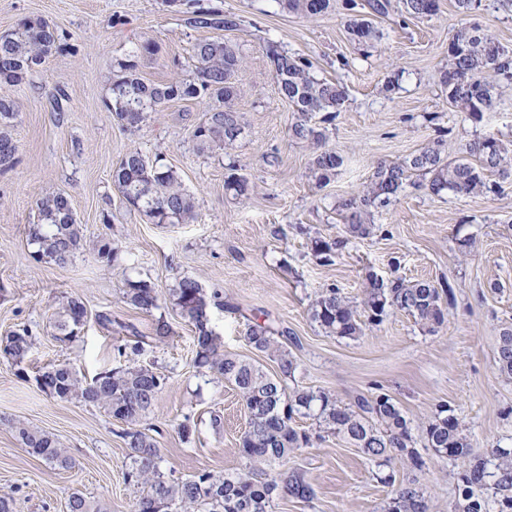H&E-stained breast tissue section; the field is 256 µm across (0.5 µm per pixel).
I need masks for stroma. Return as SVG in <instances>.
<instances>
[{"label": "stroma", "mask_w": 512, "mask_h": 512, "mask_svg": "<svg viewBox=\"0 0 512 512\" xmlns=\"http://www.w3.org/2000/svg\"><path fill=\"white\" fill-rule=\"evenodd\" d=\"M438 5L436 15L420 19L402 18L392 7L373 19L381 39L362 43L346 28L344 0H331L315 17L288 10L283 0H0V35L21 20H42L64 45L12 88L17 159L0 170V340L22 329L33 340L23 364L0 358V495L13 496L19 512H67L75 492L107 512H133L140 490L124 479V423L82 400L49 396L35 376L66 361L92 378L124 365L118 346L137 340L140 364L167 378L139 424L157 443L164 475L181 480L243 468L244 402L234 386L196 367L194 328L168 295L186 274L222 295L225 305L212 310L211 323L225 354L276 373V360L252 349L247 332L259 320L287 331L285 346L297 365L287 388L322 389L344 404L384 392L415 423L445 405L461 421L471 455L488 459L495 448H512V379L496 364L501 331L512 324V177L489 174L496 191L465 196L407 189L374 212V234L351 240L333 264H320L311 250L313 239L343 236L338 204L362 190L378 162L402 161L439 137L452 157L485 135L512 149L511 83L498 84L497 107L476 123L450 104L440 82L448 42L462 24L480 26L512 49V5L482 0L465 18L455 0ZM208 7L236 14L237 29L189 25ZM205 40L231 42L243 58L233 77L243 126L237 139L198 148L191 131L210 110L209 98L171 101L136 133L123 130L108 108L120 63L134 60L149 83L189 80L188 48ZM145 42L156 52L130 57L133 44ZM271 44L307 59L316 78L347 91L326 127L328 146L344 158L328 184L311 174L315 145L289 135L293 109L278 92L266 56ZM392 78L398 88L385 91ZM132 149L149 159L164 154L195 198L194 219L154 224L126 204L112 172ZM231 164L254 186L247 200L224 191ZM57 193L70 197L87 243L63 267L38 257L29 235L41 221L40 202ZM97 241L112 243L114 262L92 250ZM393 258L406 278L450 285L440 326L393 311L363 335L342 338L312 321L310 305L322 288L336 286L360 301L367 275L390 277ZM130 280L155 286L157 313L124 302ZM70 298L83 303L87 319L63 342L58 323ZM159 318L172 329L161 340L152 333ZM187 416L197 430L186 441L177 425ZM19 422L52 433L70 467L29 454L14 429ZM416 448L424 468L413 473L393 461L396 480L414 478L428 512H458L465 459L442 456L421 440ZM287 468L312 495L274 501L271 512H379L392 491L376 464L332 434L298 451Z\"/></svg>", "instance_id": "1"}]
</instances>
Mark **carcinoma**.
<instances>
[{
    "mask_svg": "<svg viewBox=\"0 0 512 512\" xmlns=\"http://www.w3.org/2000/svg\"><path fill=\"white\" fill-rule=\"evenodd\" d=\"M288 8L308 16L323 13L330 0H285ZM403 11L414 18L436 14L437 0H402ZM366 17L347 21L349 33L360 42L379 37L368 17L388 12L389 0H363ZM190 24L195 27L232 30L237 27L234 15L210 8L196 12ZM60 48L57 31L44 21L24 20L18 31L0 36V85L15 87L23 83L35 67ZM277 79L278 92L294 108L295 121L290 126L292 137L311 140L319 146L311 162L318 182L327 184L343 165L335 149L326 146L323 124L332 123L346 101L345 88L320 80L310 72L304 58L267 49ZM194 78L166 84L147 83L128 60L120 63V74L112 82V102L108 108L113 119L123 128L137 129L150 112L175 98L209 97L218 105L205 114L191 132L203 147L235 140L241 133L240 117L230 101L235 94L231 76L241 66L235 46L219 40L192 45ZM512 80V50L502 46L477 27H462L448 46V69L442 83L448 88V100L474 121L495 104L493 80ZM15 102L9 93L0 91V169L15 164L17 145L11 135L15 118ZM477 162L448 159L443 140L438 139L401 163H377L362 194L341 200L346 236L333 240L312 241L314 255L324 264L334 262L351 238L371 234L373 225L363 219L372 208L388 206L409 187H423L434 195L450 191L468 195L489 189L487 174L502 177L512 174V156L508 148L494 137H479L467 148ZM127 204L141 212L154 224L182 223L194 217L195 199L181 185L173 168L163 157L147 160L140 151L130 150L117 162L112 174ZM224 190L235 199L246 198L251 191L249 179L235 167L228 168ZM42 223L31 229L33 241L39 245V256L59 266L69 263L80 248V224L73 214L69 198L56 194L40 203ZM392 276L383 279L368 276L362 307L352 305L340 289L328 286L319 292L312 307L313 320L328 334L353 337L363 326L378 325L391 311H403L427 325L443 322L442 295L447 286L429 280H411L398 275V263L391 262ZM174 304L196 331V364L233 385L242 397L248 421L240 436L238 451L245 468L236 475L201 473L184 480H167L159 470L157 444L137 428L140 420L155 406L165 377L145 366L128 365L101 374L90 381L79 377L68 363L52 364L36 376L38 387L51 390L60 400L80 398L101 406L120 417L127 425L122 433L130 460L125 479L143 487L135 502L134 512H269L276 497L304 500L311 487L298 474L286 468L275 470L288 457L312 445L311 436L294 425V417L311 415L321 431L334 434L357 448L367 460L383 466L395 457L420 470L424 461L415 448L414 432H419L428 447L450 458L469 455L470 448L458 418L441 406L425 424L414 427L393 399L379 393L370 398L359 396L355 406L339 404L326 391L295 387L287 389L285 381L294 377L296 366L286 351L279 349L275 330L263 323L249 328L247 341L256 351L278 352L279 374L270 376L245 359L224 354L222 341L210 326L213 306H222L217 293H206L199 281L188 274L181 276L171 289ZM123 298L134 308L150 313L159 307L155 287L144 280L126 283ZM86 309L71 299L64 307L59 329L65 341L76 337L85 324ZM32 346L28 332L6 337L0 356L19 365ZM500 374L512 377V328L503 330L497 355ZM18 435L27 451L61 468L71 462L51 435L18 427ZM492 491L497 512H512V449L498 448L493 462L477 459L460 472L457 494L462 499V512H487L485 501L476 488ZM69 512H102V506L79 492L69 498ZM423 493L411 483L400 484L382 512H427Z\"/></svg>",
    "mask_w": 512,
    "mask_h": 512,
    "instance_id": "obj_1",
    "label": "carcinoma"
}]
</instances>
